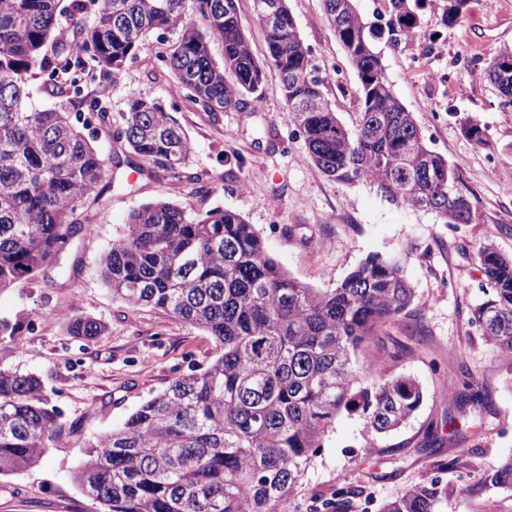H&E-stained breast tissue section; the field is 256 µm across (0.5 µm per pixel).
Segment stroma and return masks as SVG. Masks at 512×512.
<instances>
[{
    "mask_svg": "<svg viewBox=\"0 0 512 512\" xmlns=\"http://www.w3.org/2000/svg\"><path fill=\"white\" fill-rule=\"evenodd\" d=\"M444 0H427L423 38L384 48L383 63L398 99L430 146L452 166L472 200V224H447L434 212L397 206L372 185L344 184L313 163L293 115L266 71L261 111H199L163 62L177 35L152 33L129 70L107 86L113 112L130 101L160 100L192 142V167L212 189L199 201L186 182L130 174L89 209L91 224L35 279L0 290V366L40 377L44 393L83 433L50 449L46 462L0 476V512H99L72 480L89 444L121 424L177 376L204 366L212 340L169 313L134 309L114 299L101 259L130 210L150 201L220 206L253 224L269 255L300 283L335 287L368 256L401 259L415 298L408 312L362 346L357 365L381 364L387 377L408 375L424 402L400 429L379 434L358 411H341L322 448L288 495V512H333L340 493L357 490L350 512H379L447 462L442 477L470 488L448 512H512V494L485 487V473L512 456V354L488 341L471 321L486 301L477 253L494 246L512 257V102L485 76L490 59L512 49V0H470L451 25ZM308 47L312 74L334 110L353 123L361 110L356 69L330 26L323 0H288ZM471 119L488 129L476 146L462 132ZM234 172V184L225 181ZM44 325H34L33 313ZM107 330L96 341L70 334L75 317Z\"/></svg>",
    "mask_w": 512,
    "mask_h": 512,
    "instance_id": "stroma-1",
    "label": "stroma"
}]
</instances>
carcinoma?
Listing matches in <instances>:
<instances>
[{
  "label": "carcinoma",
  "mask_w": 512,
  "mask_h": 512,
  "mask_svg": "<svg viewBox=\"0 0 512 512\" xmlns=\"http://www.w3.org/2000/svg\"><path fill=\"white\" fill-rule=\"evenodd\" d=\"M279 2L260 61L238 0H0V289L54 265L68 238L90 223L85 202L111 188L103 183L107 161L84 133L86 112L112 138L116 175L130 169L209 193L191 166L188 136L160 101L134 100L114 118L108 100L89 92L125 72L151 31L180 30L165 66L203 111H258L271 66L325 176L373 184L386 201L431 210L447 224L476 219L454 169L394 95L382 61L380 46L421 34L423 0H385L371 19L357 0H324L361 83L362 110L351 126L312 76L287 0ZM469 2L448 0L444 23ZM64 13L72 23L63 33ZM190 13L203 27L186 21ZM504 72L512 74V50L493 56L486 77L496 84ZM34 89L58 107H34ZM462 131L477 146L487 143L477 122ZM478 259L492 294L471 320L511 353L512 258L488 245ZM101 264L113 297L167 312L212 339L206 366L175 378L90 445L74 479L104 512H287L290 490L340 411H361L382 433L423 403L414 379H388L373 362L358 371L352 361L413 302L398 259L369 256L336 287L316 290L269 257L237 211L157 201L129 213ZM69 328L93 342L106 325L76 317ZM80 429L49 402L38 376L0 368V475L42 464ZM483 484L512 492V457ZM462 493L424 478L381 512H447Z\"/></svg>",
  "instance_id": "obj_1"
}]
</instances>
